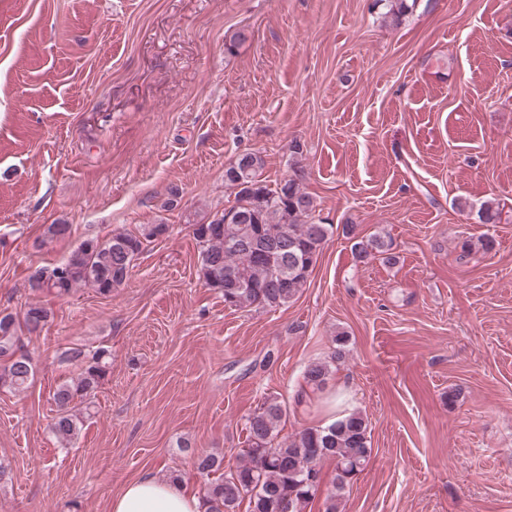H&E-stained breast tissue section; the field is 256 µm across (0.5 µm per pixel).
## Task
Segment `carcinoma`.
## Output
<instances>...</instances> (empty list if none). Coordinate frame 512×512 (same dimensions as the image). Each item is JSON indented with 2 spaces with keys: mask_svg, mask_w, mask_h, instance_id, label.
<instances>
[{
  "mask_svg": "<svg viewBox=\"0 0 512 512\" xmlns=\"http://www.w3.org/2000/svg\"><path fill=\"white\" fill-rule=\"evenodd\" d=\"M265 160L259 152H247L224 169V184L234 194V204L206 224L193 225L200 278L224 293V303L235 309L278 308L298 296L307 284L318 256L332 234V225L314 220L317 205L303 187L302 170L271 185L263 178ZM169 225L146 224L136 234L116 232L105 241H86L69 258L38 273L44 286L67 296L75 288L90 286L102 296L126 284L133 260L149 244L166 235ZM362 261L380 258L394 264L392 243L371 235L353 244ZM50 312L29 303L22 316L0 313V387L27 389L34 376L31 356L22 336L43 329ZM109 351L89 356L81 347L67 351V359L81 365V372L57 388L53 400L57 415L52 431L70 443L77 435L80 406L106 374ZM328 365L310 363L297 394L301 405L325 389ZM287 408L276 396L247 418V445L241 463L223 472L224 457L200 453L198 472L208 477L203 501L206 512H302L322 481L321 463H335L333 489L325 496L324 512H340L341 493L363 472L372 448L368 423L359 413H348L327 425H309L279 438V426Z\"/></svg>",
  "mask_w": 512,
  "mask_h": 512,
  "instance_id": "cac0c4a2",
  "label": "carcinoma"
}]
</instances>
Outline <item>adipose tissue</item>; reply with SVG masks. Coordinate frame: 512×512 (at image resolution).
Returning a JSON list of instances; mask_svg holds the SVG:
<instances>
[{
	"mask_svg": "<svg viewBox=\"0 0 512 512\" xmlns=\"http://www.w3.org/2000/svg\"><path fill=\"white\" fill-rule=\"evenodd\" d=\"M112 512H205V507L183 484L146 475L113 500Z\"/></svg>",
	"mask_w": 512,
	"mask_h": 512,
	"instance_id": "obj_1",
	"label": "adipose tissue"
}]
</instances>
